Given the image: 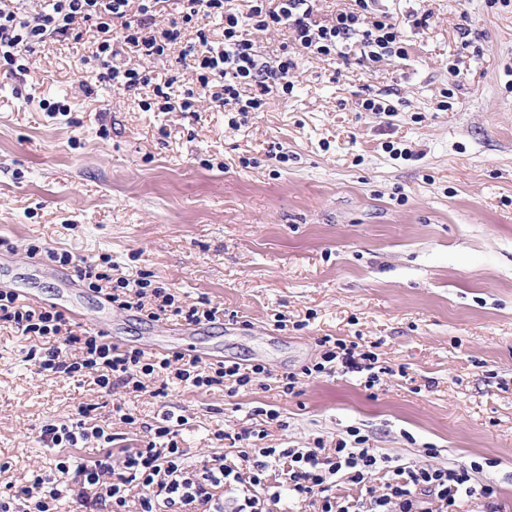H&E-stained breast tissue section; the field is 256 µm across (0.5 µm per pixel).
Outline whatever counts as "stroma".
Returning <instances> with one entry per match:
<instances>
[{"mask_svg": "<svg viewBox=\"0 0 512 512\" xmlns=\"http://www.w3.org/2000/svg\"><path fill=\"white\" fill-rule=\"evenodd\" d=\"M403 26L407 59H297L292 95L233 126L197 112H144L108 84L80 87L94 32L48 42L29 72L0 66V288L59 303L65 285L29 257L38 242L111 255L189 304L223 308L196 343L214 359L298 374V394L252 386L101 395L37 374L29 340L0 329V489L49 469L42 427L96 405L128 447L141 437L113 402L149 419L184 411L187 463L225 453L217 431L266 430L264 446L335 447L360 428L393 464L482 466L476 485L512 512V6L487 0H377ZM428 22L417 25L419 17ZM474 36L463 48L458 27ZM393 105L366 112L365 94ZM67 115H49L53 102ZM87 327L153 352L171 322L76 287ZM286 318L279 327L278 318ZM375 346L387 372L303 375L318 338ZM274 406L281 422L256 415Z\"/></svg>", "mask_w": 512, "mask_h": 512, "instance_id": "35a3bbf8", "label": "stroma"}]
</instances>
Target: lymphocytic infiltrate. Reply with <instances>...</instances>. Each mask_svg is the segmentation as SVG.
<instances>
[{"label": "lymphocytic infiltrate", "instance_id": "obj_1", "mask_svg": "<svg viewBox=\"0 0 512 512\" xmlns=\"http://www.w3.org/2000/svg\"><path fill=\"white\" fill-rule=\"evenodd\" d=\"M139 2L132 16L130 0H41L31 12L24 9V0H14L0 6V59L14 66L28 61L48 40H80L78 26L84 23L97 32L88 47L94 80L137 96L141 110L191 112L206 98L216 108L246 115L263 111L271 93L292 94L296 53L344 58L357 45L365 58L381 61L403 51L400 24L376 13L375 0H352L351 7L323 21L315 17L316 0H243L237 7L228 0H177V16L164 28L154 22L161 0ZM210 18L222 21L223 41L209 40L201 22ZM188 29L195 30L196 37L186 43L182 37ZM270 29L287 31L293 38L292 49H281L272 60L253 38ZM127 48L141 58V65L122 60ZM170 58L175 68L161 75L149 70V63ZM146 87L153 90L148 100L138 96ZM28 252L72 268L84 288L106 293L119 309L146 314L150 320L198 324L217 318V308L181 302L149 273L113 276L111 256L79 258L36 243L29 244ZM0 323L31 339L26 358L38 372L80 383L89 378L106 394L118 388L137 392L143 390L145 378L165 376L187 389L217 388L235 395L270 376L259 363L206 364L179 352L149 357L141 349L112 343L104 332L85 328L62 311L27 304L13 291L0 290ZM318 345L320 359L305 368L306 376L329 374L338 366L362 374L365 388L378 384L383 369L372 350L333 336L321 337ZM91 412V406H82L75 419L42 428V440L59 454L53 467L37 472L20 489L27 512H57L58 501L66 496L78 512H130L133 490L138 493V512H271L285 493L317 505V512H455L459 494L475 491L472 474L480 468L476 462L452 468L397 465L393 481L365 508L335 493L341 481L365 484L386 461L367 447L359 429H350L330 453L320 445L258 448L250 440L264 438V431H222L218 437L236 448V459L216 455L194 472L184 465L187 451L180 441L188 424L185 416L168 413L143 425L132 412L116 408L122 423L142 425L147 434L139 447L118 452L122 459L116 464V436L94 424ZM91 438L99 441L101 455L72 465L69 449Z\"/></svg>", "mask_w": 512, "mask_h": 512}]
</instances>
